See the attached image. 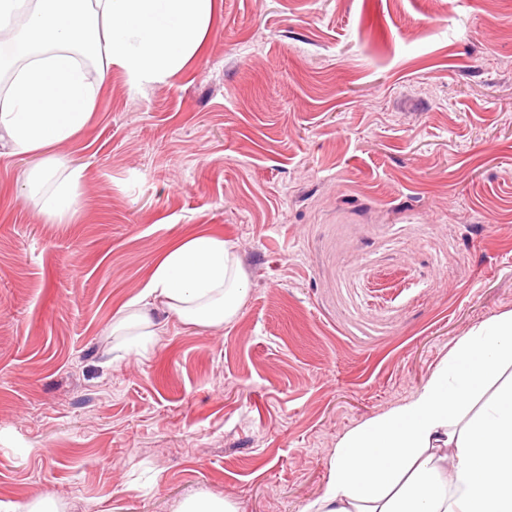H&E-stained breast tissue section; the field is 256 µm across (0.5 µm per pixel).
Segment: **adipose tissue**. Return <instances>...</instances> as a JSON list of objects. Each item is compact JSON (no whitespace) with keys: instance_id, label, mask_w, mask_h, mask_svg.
<instances>
[{"instance_id":"ef3b65f1","label":"adipose tissue","mask_w":512,"mask_h":512,"mask_svg":"<svg viewBox=\"0 0 512 512\" xmlns=\"http://www.w3.org/2000/svg\"><path fill=\"white\" fill-rule=\"evenodd\" d=\"M216 0H0L14 36L0 50V146L34 158L22 176L25 199L41 200L66 173L44 213L60 222L79 206V168L53 152L87 127L98 93L70 61L78 48L127 71L133 84L163 79L197 56ZM245 290L223 239L198 234L168 249L119 330L151 335L148 300L184 323L233 320ZM512 313L461 338L408 400L343 435L320 497L303 512H512ZM494 393H487L490 383Z\"/></svg>"}]
</instances>
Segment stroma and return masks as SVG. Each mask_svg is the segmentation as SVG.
Here are the masks:
<instances>
[{
    "label": "stroma",
    "mask_w": 512,
    "mask_h": 512,
    "mask_svg": "<svg viewBox=\"0 0 512 512\" xmlns=\"http://www.w3.org/2000/svg\"><path fill=\"white\" fill-rule=\"evenodd\" d=\"M84 72L73 218L0 154V501L303 512L345 433L512 312V0H217L167 81ZM198 233L238 316L113 335ZM179 508L178 512H239L234 503L204 495L188 496Z\"/></svg>",
    "instance_id": "stroma-1"
}]
</instances>
